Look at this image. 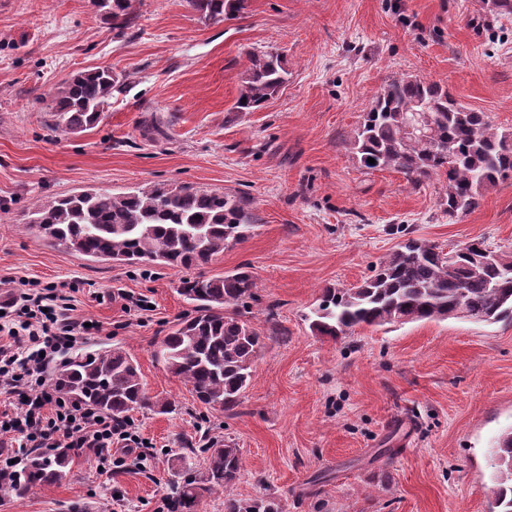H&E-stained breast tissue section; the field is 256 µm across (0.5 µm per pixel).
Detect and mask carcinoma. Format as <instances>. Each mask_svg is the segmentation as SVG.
<instances>
[{
    "label": "carcinoma",
    "instance_id": "obj_1",
    "mask_svg": "<svg viewBox=\"0 0 512 512\" xmlns=\"http://www.w3.org/2000/svg\"><path fill=\"white\" fill-rule=\"evenodd\" d=\"M139 0H92L123 34ZM200 18L221 23L242 16L250 0H184ZM234 115L254 112L275 98L288 81L283 55L248 52ZM122 84L108 67L75 74L59 88L51 127L67 134L96 125ZM415 109L431 113V140L408 136L404 116ZM449 142L453 159L434 151L431 142ZM351 153L370 170H394L412 184L445 178L448 215L474 209L482 192L512 179V131H501L456 102L436 81L401 76L385 83L354 130ZM373 158L375 163L367 162ZM28 223L52 245L96 261L125 265L192 269L209 263L227 247L245 240L254 217L242 196L188 184H161L119 194L82 190L35 205ZM485 253L458 259L427 240L409 239L391 253L374 275L351 288H325L308 317L310 328L336 338L360 326L446 320L464 310L480 323L512 320V253L479 241ZM257 280L244 267L220 277L197 276L181 292L195 303V316L178 323L159 342L156 356L168 371L192 387L197 399L231 411L252 377L262 347L259 333L236 307L253 297ZM54 385L73 402L102 414L125 417L136 410L167 408L152 399L135 360L121 347L68 357L54 372ZM203 455L201 476L181 477L175 512H199L202 499L224 492V512H278L273 499L245 501L231 496L241 477L240 449L208 441L191 449ZM71 460L64 449L50 462L42 453L26 459L20 471L0 483V495L23 496L33 488L65 481ZM492 512H512V432L498 438L492 451Z\"/></svg>",
    "mask_w": 512,
    "mask_h": 512
}]
</instances>
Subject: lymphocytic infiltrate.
Here are the masks:
<instances>
[{
  "label": "lymphocytic infiltrate",
  "instance_id": "f902f5d3",
  "mask_svg": "<svg viewBox=\"0 0 512 512\" xmlns=\"http://www.w3.org/2000/svg\"><path fill=\"white\" fill-rule=\"evenodd\" d=\"M0 315V394L12 397V409L0 412V436L22 435L32 448H68L91 454L113 467L127 457L143 459V441L133 421L101 414L64 398L47 379L60 349L77 337L98 331L75 314L57 288L29 282Z\"/></svg>",
  "mask_w": 512,
  "mask_h": 512
}]
</instances>
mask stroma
Segmentation results:
<instances>
[{
	"mask_svg": "<svg viewBox=\"0 0 512 512\" xmlns=\"http://www.w3.org/2000/svg\"><path fill=\"white\" fill-rule=\"evenodd\" d=\"M279 50L288 82L236 120L247 52ZM108 66L125 88L79 134L49 128L71 76ZM412 75L512 130V14L487 0H250L212 24L184 0H139L119 35L90 0H0V278L71 286L77 314L101 330L79 351L122 347L164 411L132 412L151 460L103 472L75 457L68 479L0 512H158L178 471L202 472L204 438L241 452L232 489L282 512H489L491 445L512 428V321L362 326L334 339L307 317L324 288H349L408 238L452 248L473 239L512 251V180L448 217L445 183L412 185L370 170L349 138L381 86ZM162 122V132L143 130ZM192 184L246 198L248 239L198 267H245L258 283L242 307L265 338L241 404L200 403L155 355L194 313L184 270L96 262L51 246L27 223L47 197ZM135 310H128V303Z\"/></svg>",
	"mask_w": 512,
	"mask_h": 512,
	"instance_id": "1",
	"label": "stroma"
}]
</instances>
